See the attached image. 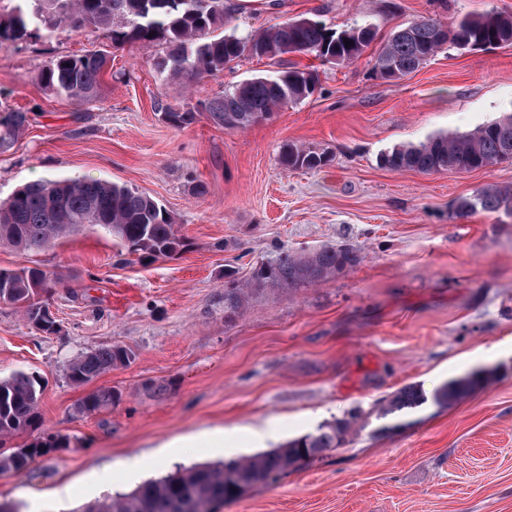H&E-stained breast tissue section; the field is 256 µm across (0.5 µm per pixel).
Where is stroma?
Returning <instances> with one entry per match:
<instances>
[{
    "mask_svg": "<svg viewBox=\"0 0 512 512\" xmlns=\"http://www.w3.org/2000/svg\"><path fill=\"white\" fill-rule=\"evenodd\" d=\"M233 22L261 30L305 15L380 36L422 17L450 22L512 0H225ZM103 51V96L81 105L45 88L59 55ZM152 51L113 47L92 33L42 26L0 43V116L30 122L0 152V199L40 178L92 176L147 194L172 215L184 251L142 260L105 230L39 251L0 247V268L40 267L61 329L39 332L0 304V378L39 379V427L7 448L62 436L67 447L19 473L0 474V501L20 512H75L199 463L272 450L357 415L345 443L218 512H512V215L456 212L488 185L512 186V160L468 172L424 174L379 163L399 144L462 134L512 114V46L443 49L418 71L382 79L364 53L317 65L318 91L243 131L207 120L168 124L183 98L153 67ZM245 58L193 88L203 102L269 70ZM331 155L315 170H287L283 144ZM206 187L196 196V183ZM327 244L360 249L348 274L294 293L258 297L224 317V273L246 278L276 249ZM121 344L125 367L96 379L122 394L99 412L77 411L89 386L69 363ZM496 381L459 404L424 407L378 434L375 406L409 384L433 390L469 371ZM273 429L257 443L254 430ZM143 461L140 477L129 474Z\"/></svg>",
    "mask_w": 512,
    "mask_h": 512,
    "instance_id": "1",
    "label": "stroma"
}]
</instances>
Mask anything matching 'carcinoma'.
Listing matches in <instances>:
<instances>
[{
	"label": "carcinoma",
	"instance_id": "carcinoma-1",
	"mask_svg": "<svg viewBox=\"0 0 512 512\" xmlns=\"http://www.w3.org/2000/svg\"><path fill=\"white\" fill-rule=\"evenodd\" d=\"M224 0H21L11 14L0 15V42H18L40 26L66 27L99 33L115 45L159 46L163 55L154 66L166 80L186 92L201 78L232 67L249 55L270 60L273 69L244 79L208 100L201 108H164V119L188 127L204 117L225 129H246L269 120L288 104L311 97L319 85L317 70L300 67L290 56L312 55L322 63L351 64L377 38V28L364 25L329 29L305 16L290 18L258 32L240 36L228 32ZM350 40L348 46L344 40ZM486 50L512 45V13L494 9L466 14L444 24L420 18L395 30L373 57V71L383 78H401L425 65L443 46ZM110 58L103 53L61 55L44 69L41 80L55 93L84 104L102 98V76ZM28 124L25 112L0 118V151L11 147ZM512 158V116L463 134H437L418 145L400 144L382 153L380 164L392 170L421 173L472 171ZM287 170L321 168L330 156L286 143L279 153ZM478 210L512 214V186L486 185L458 204L461 216ZM104 229L129 254L170 257L184 247L170 213L151 196L107 179L49 178L25 184L0 200V246L41 250L55 241ZM362 261L353 246H324L312 252L279 250L256 263L249 278L224 283V318L239 313L254 296L280 289L294 292L344 275ZM55 286L51 273L40 267L0 269V304H10L28 321L40 317L37 296ZM135 358L133 350L112 344L90 351L68 365V378L83 386ZM494 372L475 369L428 392L409 384L377 406L376 420L425 406L449 408L488 385ZM119 391L100 388L88 393L77 411L92 414L118 402ZM39 382L17 372L0 378V447L37 419ZM353 421L339 420L289 440L279 448L221 463H203L149 480L132 492L106 496L79 512H213L218 503L237 499L247 489L268 485L314 457L341 447ZM65 442L60 438L0 452V473H18Z\"/></svg>",
	"mask_w": 512,
	"mask_h": 512
}]
</instances>
